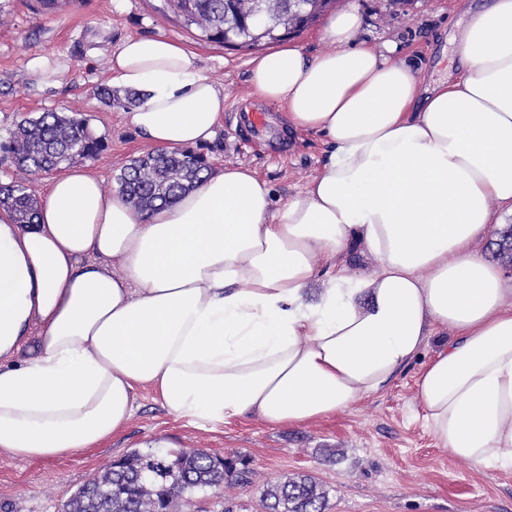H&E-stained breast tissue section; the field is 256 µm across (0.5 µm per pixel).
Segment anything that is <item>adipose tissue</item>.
<instances>
[{"label":"adipose tissue","mask_w":512,"mask_h":512,"mask_svg":"<svg viewBox=\"0 0 512 512\" xmlns=\"http://www.w3.org/2000/svg\"><path fill=\"white\" fill-rule=\"evenodd\" d=\"M358 28L346 9L328 51L250 61L283 129L328 144L282 206L226 165L141 213L76 164L34 225L0 207L1 452L94 447L146 385L180 417L307 425L389 388L444 331L416 381L426 423L457 461L512 470V278L474 248L496 209L512 215V0L469 12L452 75L430 85L354 46ZM110 70L142 92L128 119L149 142L172 154L214 138L224 88L175 42L128 38ZM353 240L373 269L342 261Z\"/></svg>","instance_id":"1"}]
</instances>
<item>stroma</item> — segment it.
I'll use <instances>...</instances> for the list:
<instances>
[{"mask_svg": "<svg viewBox=\"0 0 512 512\" xmlns=\"http://www.w3.org/2000/svg\"><path fill=\"white\" fill-rule=\"evenodd\" d=\"M480 0H340L356 10L358 42L395 45L434 81L448 73L468 9ZM161 0H61L34 15L28 0H10L0 21V141L16 126L45 112L81 113L106 143L89 161L106 194L132 159L153 152L130 125L129 89L113 86L111 102L95 95L111 84L109 59L131 36H162L187 49L198 68L224 87V117L214 140L199 146L212 167L240 164L268 182L275 205L303 189L320 170L328 146L310 132L282 136L276 105L250 96L253 51L201 37ZM262 113L261 127L245 125ZM446 339L429 337L420 355L385 392L353 408L299 427H270L252 419L199 424L172 414L151 389H139L126 427L75 456L20 461L0 452V512H61L79 486L141 444L157 440L177 449H203L243 463L249 484L192 493L179 512H267L263 491L285 475L307 474L327 492L324 512H512V473L455 460L438 442L414 398L421 366Z\"/></svg>", "mask_w": 512, "mask_h": 512, "instance_id": "stroma-1", "label": "stroma"}]
</instances>
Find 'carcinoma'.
Wrapping results in <instances>:
<instances>
[{"label": "carcinoma", "mask_w": 512, "mask_h": 512, "mask_svg": "<svg viewBox=\"0 0 512 512\" xmlns=\"http://www.w3.org/2000/svg\"><path fill=\"white\" fill-rule=\"evenodd\" d=\"M163 11L195 26L209 41L224 42V28L239 26L256 5L271 22L297 8L296 0H162ZM0 149L14 160L18 171L39 175L63 164H82L105 149L86 120L72 112H44L19 125ZM209 170L207 159L193 151L179 155L150 153L123 168L120 193L140 212L166 205L198 186ZM0 205L9 206L19 224H33L37 202L25 179L0 183ZM512 267V225L494 251ZM235 462L203 449H171L164 453L133 450L79 487L63 505V512H174L180 500L196 490L219 488L243 478ZM269 512H322L326 491L309 475L286 476L266 485Z\"/></svg>", "instance_id": "obj_1"}]
</instances>
